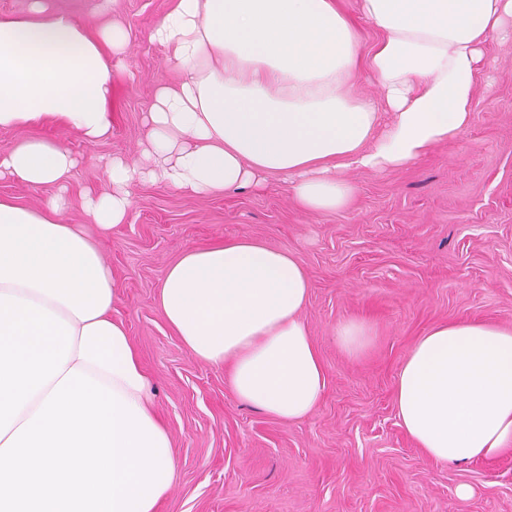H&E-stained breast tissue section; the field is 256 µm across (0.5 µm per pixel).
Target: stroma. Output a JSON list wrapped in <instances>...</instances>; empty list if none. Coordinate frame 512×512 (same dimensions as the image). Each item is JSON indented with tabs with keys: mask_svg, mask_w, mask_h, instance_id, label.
<instances>
[{
	"mask_svg": "<svg viewBox=\"0 0 512 512\" xmlns=\"http://www.w3.org/2000/svg\"><path fill=\"white\" fill-rule=\"evenodd\" d=\"M170 4L47 0L89 25L115 21L129 31L117 121L91 145L52 128L0 131V148L38 135L81 159L69 182L70 219L101 242L120 288L112 317L129 330L175 450L158 512H512V449L460 466L434 461L394 404L402 363L434 325L471 319L512 329V41L487 38L472 123L416 163L343 171L356 189L344 209L305 211L277 176L221 197L136 183L131 221L103 233L88 223L81 193L109 189L108 159H139L154 90L179 82L150 40ZM239 236L295 254L312 284L301 318L325 366L326 395L298 421L241 402L228 368L199 361L158 305L168 266L187 248ZM348 319L371 330L356 355L336 341ZM463 485L471 497L459 496Z\"/></svg>",
	"mask_w": 512,
	"mask_h": 512,
	"instance_id": "1",
	"label": "stroma"
}]
</instances>
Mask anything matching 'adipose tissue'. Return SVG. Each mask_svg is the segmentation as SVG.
Here are the masks:
<instances>
[{
	"instance_id": "adipose-tissue-1",
	"label": "adipose tissue",
	"mask_w": 512,
	"mask_h": 512,
	"mask_svg": "<svg viewBox=\"0 0 512 512\" xmlns=\"http://www.w3.org/2000/svg\"><path fill=\"white\" fill-rule=\"evenodd\" d=\"M378 38L363 47L358 20ZM512 38V0H171L151 32L184 73L147 114L139 162L112 158L111 191L87 196L91 223L132 213L133 182L219 195L279 175L309 211L347 205L344 169L382 172L424 157L473 119L489 33ZM130 34L91 27L32 0L0 14V131L52 125L96 143L112 132V63ZM368 71L380 99L352 93ZM77 158L59 141L0 150V179L65 186ZM310 279L299 258L248 236L188 248L158 304L202 362L228 365L242 401L288 421L325 395L300 317ZM98 243L62 199L37 208L0 196V445L72 369L155 421L151 388ZM401 425L431 459L465 464L512 443V330L469 320L432 327L398 373Z\"/></svg>"
}]
</instances>
